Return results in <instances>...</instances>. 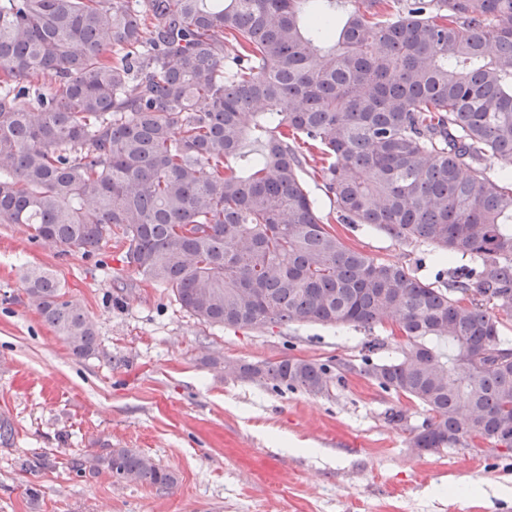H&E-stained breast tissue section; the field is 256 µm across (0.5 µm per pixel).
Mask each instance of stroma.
I'll return each mask as SVG.
<instances>
[{"mask_svg": "<svg viewBox=\"0 0 512 512\" xmlns=\"http://www.w3.org/2000/svg\"><path fill=\"white\" fill-rule=\"evenodd\" d=\"M34 234L0 223V512H512V451L477 439L413 452L409 440L427 413L406 397L356 374L327 396L275 391L205 362L288 354L357 366L373 335L385 341L378 357L397 355L402 340L389 327L211 326L171 291L142 283L123 242L85 256ZM343 237L436 277L432 247L363 228ZM29 266L54 270L82 304L98 333L94 355L73 357L29 307L21 280ZM393 408L403 422H389ZM283 433L302 449L281 447ZM113 448L150 456L176 484L159 491L72 470L73 460ZM37 455L47 468H28Z\"/></svg>", "mask_w": 512, "mask_h": 512, "instance_id": "obj_1", "label": "stroma"}]
</instances>
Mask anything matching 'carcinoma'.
<instances>
[{
    "label": "carcinoma",
    "instance_id": "1",
    "mask_svg": "<svg viewBox=\"0 0 512 512\" xmlns=\"http://www.w3.org/2000/svg\"><path fill=\"white\" fill-rule=\"evenodd\" d=\"M512 0H0V222L90 255L112 236L198 320L390 321L359 373L428 413L419 452L512 450ZM321 182L322 217L304 175ZM426 244L439 288L333 223ZM77 358L97 331L58 275H22ZM352 367L284 356L237 377L322 395ZM161 491L128 448L75 460Z\"/></svg>",
    "mask_w": 512,
    "mask_h": 512
}]
</instances>
